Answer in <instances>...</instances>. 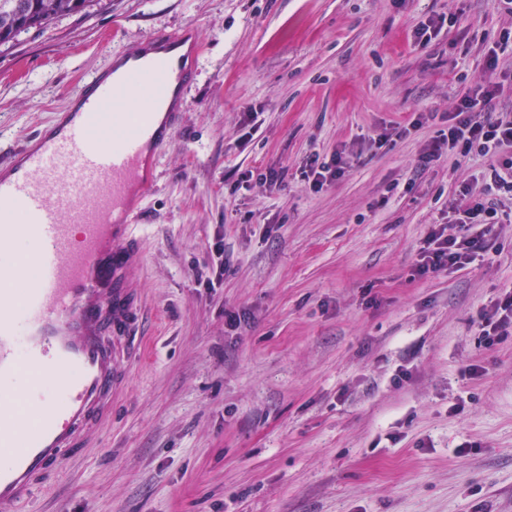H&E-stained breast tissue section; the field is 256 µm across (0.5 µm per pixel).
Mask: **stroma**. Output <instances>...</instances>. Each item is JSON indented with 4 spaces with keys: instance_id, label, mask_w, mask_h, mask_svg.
Returning a JSON list of instances; mask_svg holds the SVG:
<instances>
[{
    "instance_id": "1",
    "label": "stroma",
    "mask_w": 512,
    "mask_h": 512,
    "mask_svg": "<svg viewBox=\"0 0 512 512\" xmlns=\"http://www.w3.org/2000/svg\"><path fill=\"white\" fill-rule=\"evenodd\" d=\"M442 14L455 25L413 44ZM186 25L196 80L131 270L138 356L111 419L18 512H512V334L486 345L481 320L512 289V224L485 258L414 273L486 165L420 155L512 18L497 0H88L0 47V167L114 54ZM342 149L348 171L313 190L300 166ZM247 171L285 177L238 187ZM445 23L448 27L454 26V18L452 16L430 17L413 31L414 42L419 46L428 45L444 28Z\"/></svg>"
}]
</instances>
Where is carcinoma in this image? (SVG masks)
Returning a JSON list of instances; mask_svg holds the SVG:
<instances>
[{
    "instance_id": "obj_1",
    "label": "carcinoma",
    "mask_w": 512,
    "mask_h": 512,
    "mask_svg": "<svg viewBox=\"0 0 512 512\" xmlns=\"http://www.w3.org/2000/svg\"><path fill=\"white\" fill-rule=\"evenodd\" d=\"M87 0H0V46L23 31L47 27L57 16L77 14Z\"/></svg>"
}]
</instances>
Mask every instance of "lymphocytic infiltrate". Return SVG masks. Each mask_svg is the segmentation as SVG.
I'll use <instances>...</instances> for the list:
<instances>
[{
    "label": "lymphocytic infiltrate",
    "instance_id": "obj_1",
    "mask_svg": "<svg viewBox=\"0 0 512 512\" xmlns=\"http://www.w3.org/2000/svg\"><path fill=\"white\" fill-rule=\"evenodd\" d=\"M511 46L512 28L485 55L486 69L498 72V79L470 89L420 156L425 168L449 153L483 157L490 165L481 181L463 184L457 197L449 200L447 224L460 225L462 232L449 234L447 225L431 229L418 253L417 276L465 267L489 251L496 225L512 223V211L488 195L492 188L512 194V110L498 106L506 84L512 83V72L498 69L499 55Z\"/></svg>",
    "mask_w": 512,
    "mask_h": 512
}]
</instances>
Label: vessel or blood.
<instances>
[{
	"label": "vessel or blood",
	"instance_id": "b4317fda",
	"mask_svg": "<svg viewBox=\"0 0 512 512\" xmlns=\"http://www.w3.org/2000/svg\"><path fill=\"white\" fill-rule=\"evenodd\" d=\"M200 52L191 29L136 44L0 170V512L112 415L140 317L135 228Z\"/></svg>",
	"mask_w": 512,
	"mask_h": 512
}]
</instances>
